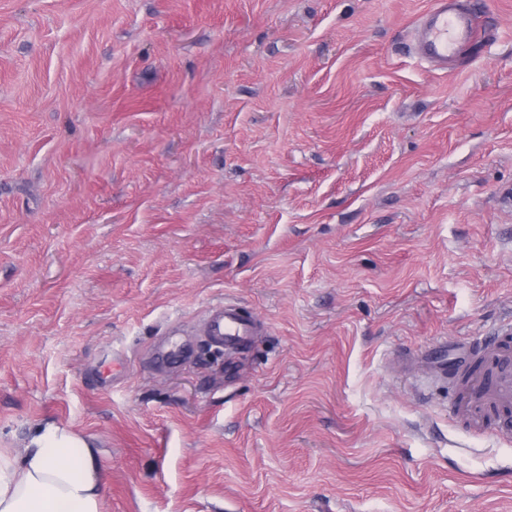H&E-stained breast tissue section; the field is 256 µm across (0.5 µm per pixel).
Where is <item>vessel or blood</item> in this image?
Here are the masks:
<instances>
[{
    "label": "vessel or blood",
    "instance_id": "obj_1",
    "mask_svg": "<svg viewBox=\"0 0 512 512\" xmlns=\"http://www.w3.org/2000/svg\"><path fill=\"white\" fill-rule=\"evenodd\" d=\"M416 29L419 56L442 70L457 61L464 47L478 36L473 13L458 7L455 0H431L430 7L418 18ZM254 331L252 319L227 302L213 305L204 323V334L210 342L228 350L247 340ZM478 356L483 368L466 380L467 397L461 410L480 430L486 413L512 408V347L483 344Z\"/></svg>",
    "mask_w": 512,
    "mask_h": 512
}]
</instances>
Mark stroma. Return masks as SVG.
<instances>
[{
	"label": "stroma",
	"mask_w": 512,
	"mask_h": 512,
	"mask_svg": "<svg viewBox=\"0 0 512 512\" xmlns=\"http://www.w3.org/2000/svg\"><path fill=\"white\" fill-rule=\"evenodd\" d=\"M0 0V448L102 512H512L447 364L512 325V0ZM231 302L233 355L199 334ZM416 49L429 64L447 71L448 63L459 59L464 47L478 36V26L470 9L454 0H432L418 18ZM255 325L252 319L244 317L232 303L213 305L206 316L204 334L211 343L232 349L253 336ZM98 451L46 422L18 461L0 451V512H101Z\"/></svg>",
	"instance_id": "obj_1"
}]
</instances>
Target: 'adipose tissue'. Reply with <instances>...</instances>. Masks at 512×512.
<instances>
[{"mask_svg":"<svg viewBox=\"0 0 512 512\" xmlns=\"http://www.w3.org/2000/svg\"><path fill=\"white\" fill-rule=\"evenodd\" d=\"M101 482L92 442L53 422L21 459L0 452V512H101Z\"/></svg>","mask_w":512,"mask_h":512,"instance_id":"1","label":"adipose tissue"}]
</instances>
